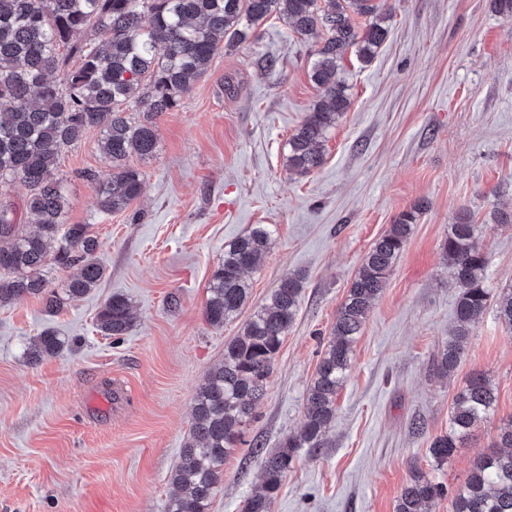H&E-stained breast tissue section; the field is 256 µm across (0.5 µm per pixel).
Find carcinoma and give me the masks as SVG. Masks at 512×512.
Listing matches in <instances>:
<instances>
[{
    "instance_id": "carcinoma-1",
    "label": "carcinoma",
    "mask_w": 512,
    "mask_h": 512,
    "mask_svg": "<svg viewBox=\"0 0 512 512\" xmlns=\"http://www.w3.org/2000/svg\"><path fill=\"white\" fill-rule=\"evenodd\" d=\"M0 0V190L14 182L28 188L25 211L35 229L15 218L0 201V306L38 297L50 312L99 287L104 268L98 241L86 224L67 223L69 200L58 175L60 156L85 133L100 129L112 172H84L105 213L126 210L142 193L143 174L132 157L157 152L158 118L179 107L191 82L204 75L221 49L247 39L276 13L303 38L316 39L309 77L322 92L311 112L288 138L286 169L307 174L324 161L322 146L351 101L340 77L346 51L370 63L388 35L389 15L377 0ZM364 19L358 25L356 19ZM103 29L108 38L77 39ZM137 110L126 115L123 106ZM417 204L404 211L366 253L336 313L330 337L307 391L304 419L280 448L265 456L259 491L243 512H270L281 481L303 448L324 447L336 415V396L346 380L353 348L367 314L383 292L389 273L412 234ZM479 225L463 208L448 226L443 254L460 293L453 340L436 360L445 375L461 362L465 347L488 306L483 287L488 258L477 244ZM272 231L258 224L224 247V259L207 287L205 317L221 328L250 294L245 272L266 253ZM79 267L63 294L50 289L47 270ZM303 277L289 274L246 322L243 333L224 345V358L199 385L193 422L170 475L173 494L165 512H208L223 481L224 462L264 396L283 337L301 302ZM497 315L512 328V289L496 302ZM129 301L109 298L97 326L119 339L132 327ZM65 340L44 331L27 350L36 365L59 355ZM497 393L487 376L473 371L453 398L448 433L435 437L430 454L445 463L478 427L494 415ZM447 487L413 472L395 512H431ZM453 512H512V418L499 427L495 444L479 456L453 498Z\"/></svg>"
}]
</instances>
